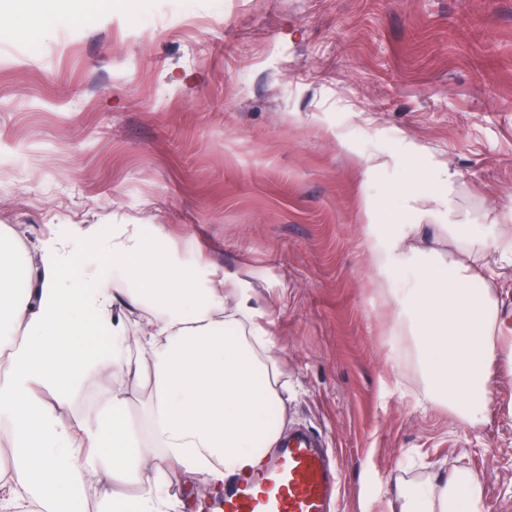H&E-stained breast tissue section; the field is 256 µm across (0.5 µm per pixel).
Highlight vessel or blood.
<instances>
[{"label":"vessel or blood","mask_w":512,"mask_h":512,"mask_svg":"<svg viewBox=\"0 0 512 512\" xmlns=\"http://www.w3.org/2000/svg\"><path fill=\"white\" fill-rule=\"evenodd\" d=\"M337 474L312 433L293 430L252 467L228 474L222 512H334Z\"/></svg>","instance_id":"b4317fda"}]
</instances>
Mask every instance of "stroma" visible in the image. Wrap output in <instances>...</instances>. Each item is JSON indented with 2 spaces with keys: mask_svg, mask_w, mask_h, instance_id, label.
<instances>
[{
  "mask_svg": "<svg viewBox=\"0 0 512 512\" xmlns=\"http://www.w3.org/2000/svg\"><path fill=\"white\" fill-rule=\"evenodd\" d=\"M439 163L470 224L512 204V0L0 8V225L161 224L180 260L200 248L243 281L288 380L284 429L337 455L339 512L455 469L483 512H512V361L482 424L428 402L368 262L369 198L398 224L387 191H434L419 174Z\"/></svg>",
  "mask_w": 512,
  "mask_h": 512,
  "instance_id": "1",
  "label": "stroma"
}]
</instances>
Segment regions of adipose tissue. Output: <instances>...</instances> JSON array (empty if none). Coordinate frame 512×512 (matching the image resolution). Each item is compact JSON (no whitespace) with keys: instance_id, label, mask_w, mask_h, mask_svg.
I'll use <instances>...</instances> for the list:
<instances>
[{"instance_id":"adipose-tissue-1","label":"adipose tissue","mask_w":512,"mask_h":512,"mask_svg":"<svg viewBox=\"0 0 512 512\" xmlns=\"http://www.w3.org/2000/svg\"><path fill=\"white\" fill-rule=\"evenodd\" d=\"M423 180L438 192L409 203V223L390 230L369 218V260L391 295L396 324H409L428 399L470 423L483 421L501 339L494 297L499 268L512 267V225L491 210L482 231L461 240L455 175L434 167ZM460 247L443 262L418 242L425 223ZM160 224L72 225L37 249L0 230V430L14 448L0 467V512H181L168 471L203 479L213 494L225 473L257 464L282 439L274 408L286 409L288 385L272 352L263 316L242 282L215 279L203 262L167 256ZM494 254L487 262L485 254ZM31 272L17 289V257ZM127 378L112 390V411L86 409L61 422L87 378ZM149 376L152 396L140 434L124 410L129 384ZM158 463L143 476L148 458ZM136 485L133 496L112 481ZM391 512H482L477 477L399 482Z\"/></svg>"}]
</instances>
